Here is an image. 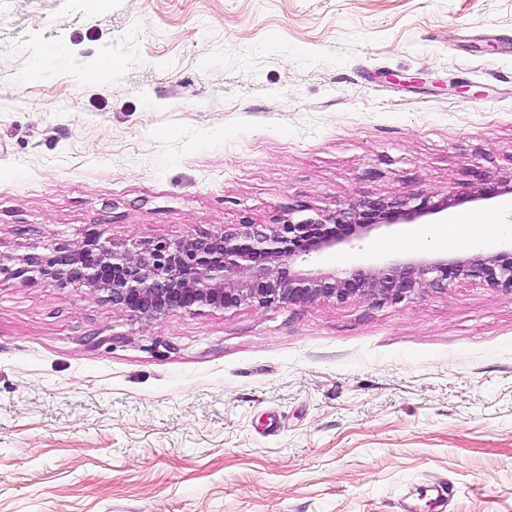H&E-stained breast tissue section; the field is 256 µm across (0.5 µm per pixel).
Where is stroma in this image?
I'll return each instance as SVG.
<instances>
[{"label": "stroma", "mask_w": 512, "mask_h": 512, "mask_svg": "<svg viewBox=\"0 0 512 512\" xmlns=\"http://www.w3.org/2000/svg\"><path fill=\"white\" fill-rule=\"evenodd\" d=\"M364 197L446 209L304 269L512 224V0H0V250ZM0 512H512V293L147 322L2 280ZM463 223V224H459ZM484 219L476 216L467 217L463 221L449 219L448 228L439 232L419 229L398 241L405 249H417L433 245L450 248L477 249L491 238H512L511 224H484Z\"/></svg>", "instance_id": "obj_1"}]
</instances>
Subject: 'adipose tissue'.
Segmentation results:
<instances>
[{
	"label": "adipose tissue",
	"mask_w": 512,
	"mask_h": 512,
	"mask_svg": "<svg viewBox=\"0 0 512 512\" xmlns=\"http://www.w3.org/2000/svg\"><path fill=\"white\" fill-rule=\"evenodd\" d=\"M512 237L511 224H487L482 218L467 217L465 220H449L445 230L434 232L420 229L400 239L399 245L405 249H417L433 245L451 248L476 249L491 238Z\"/></svg>",
	"instance_id": "obj_1"
}]
</instances>
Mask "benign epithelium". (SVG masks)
<instances>
[{
  "label": "benign epithelium",
  "mask_w": 512,
  "mask_h": 512,
  "mask_svg": "<svg viewBox=\"0 0 512 512\" xmlns=\"http://www.w3.org/2000/svg\"><path fill=\"white\" fill-rule=\"evenodd\" d=\"M437 210L426 198L413 206L408 200L363 198L333 212L299 219L290 211L284 224H241L233 233L218 228L184 240L147 241L132 248L89 236L48 254H0V276L84 288L149 322L178 309L223 311L321 300L344 304L362 298L396 303L444 287V281L452 279V269L458 278L478 279L512 292V252L399 260L383 269L346 276L284 274L298 261L346 243L356 233L399 221L412 223Z\"/></svg>",
  "instance_id": "benign-epithelium-1"
}]
</instances>
